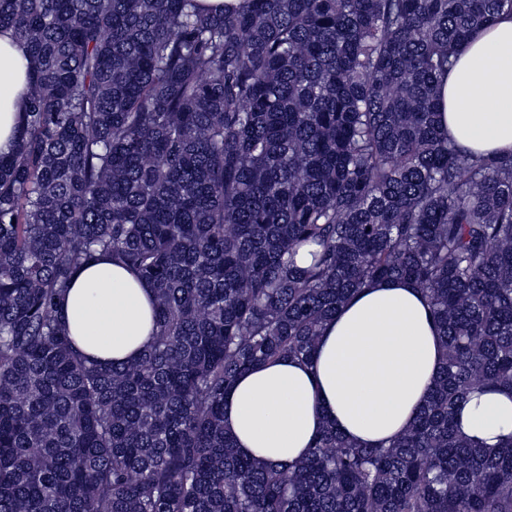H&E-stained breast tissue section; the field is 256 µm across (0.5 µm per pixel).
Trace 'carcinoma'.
Masks as SVG:
<instances>
[{"instance_id": "cac0c4a2", "label": "carcinoma", "mask_w": 512, "mask_h": 512, "mask_svg": "<svg viewBox=\"0 0 512 512\" xmlns=\"http://www.w3.org/2000/svg\"><path fill=\"white\" fill-rule=\"evenodd\" d=\"M512 0H0L27 48L0 155V512H512V440L460 435L512 393V153L440 125L439 84ZM312 246V263L295 257ZM106 257L154 294L136 361L57 313ZM411 281L440 372L385 448L326 423L285 469L238 454L224 395L315 354L374 280ZM460 432L497 447L512 437V398L507 392L474 391L457 416Z\"/></svg>"}]
</instances>
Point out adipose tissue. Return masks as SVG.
I'll return each instance as SVG.
<instances>
[{"label":"adipose tissue","instance_id":"obj_1","mask_svg":"<svg viewBox=\"0 0 512 512\" xmlns=\"http://www.w3.org/2000/svg\"><path fill=\"white\" fill-rule=\"evenodd\" d=\"M27 54L0 30V153L13 131ZM442 124L462 147L512 151V15L473 33L441 86ZM153 292L116 262L81 267L58 315L76 346L108 366L141 357L153 342ZM440 368V336L412 282H373L328 322L313 361L285 358L240 376L224 398V429L239 453L286 467L303 458L325 422L356 443L376 447L401 437ZM460 432L498 446L512 438V395L473 392Z\"/></svg>","mask_w":512,"mask_h":512}]
</instances>
